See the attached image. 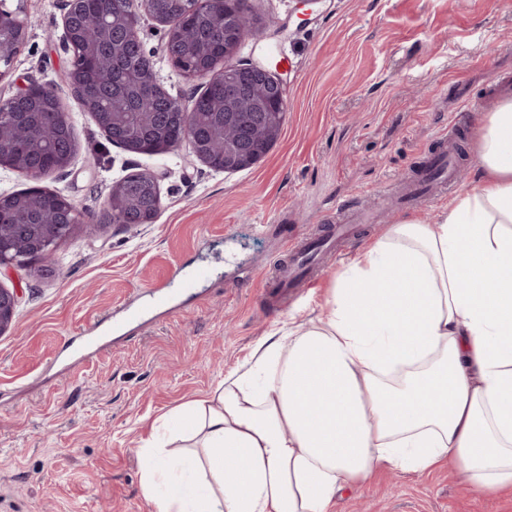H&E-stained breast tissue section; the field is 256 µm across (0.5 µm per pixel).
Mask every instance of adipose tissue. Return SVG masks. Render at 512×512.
Masks as SVG:
<instances>
[{"instance_id":"adipose-tissue-1","label":"adipose tissue","mask_w":512,"mask_h":512,"mask_svg":"<svg viewBox=\"0 0 512 512\" xmlns=\"http://www.w3.org/2000/svg\"><path fill=\"white\" fill-rule=\"evenodd\" d=\"M475 188L392 224L316 316L272 329L252 364L139 449L153 512H329L378 469L451 463L512 490V100L477 133Z\"/></svg>"}]
</instances>
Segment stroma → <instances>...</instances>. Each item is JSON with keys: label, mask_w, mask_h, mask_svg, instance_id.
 Segmentation results:
<instances>
[{"label": "stroma", "mask_w": 512, "mask_h": 512, "mask_svg": "<svg viewBox=\"0 0 512 512\" xmlns=\"http://www.w3.org/2000/svg\"><path fill=\"white\" fill-rule=\"evenodd\" d=\"M259 31L237 58L283 81L282 133L250 169L213 170L190 145L160 155L113 145L64 74L71 51L64 0H28V33L0 96L52 85L79 145L69 168L40 183L79 214L107 208L113 182L161 173L156 223L78 232L55 252L56 276L0 265L17 289L11 329L0 335V512H151L138 450L155 420L211 392L242 367L273 328L308 318L336 273L365 241L402 219L427 220L444 201L384 204L324 271L281 296L262 274L284 239L319 233L343 203L373 202L441 150L440 135L467 109L485 116L512 100V0H250ZM145 51L169 93L190 102L202 80L180 77L162 52L163 30L141 23ZM477 121L459 132L458 191L475 184ZM207 266L199 296L116 330L125 303L175 264ZM94 328L98 351L79 360L67 343ZM330 512H512V495L482 494L451 467L415 475L382 470L344 490Z\"/></svg>", "instance_id": "1"}]
</instances>
